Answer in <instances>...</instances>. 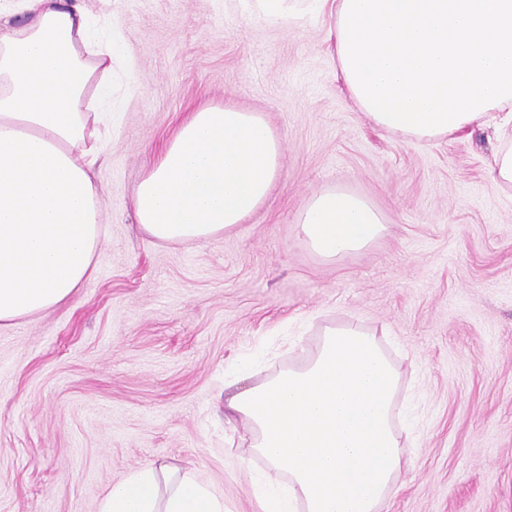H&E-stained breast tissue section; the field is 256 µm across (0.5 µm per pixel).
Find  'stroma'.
I'll return each instance as SVG.
<instances>
[{"label": "stroma", "instance_id": "obj_1", "mask_svg": "<svg viewBox=\"0 0 512 512\" xmlns=\"http://www.w3.org/2000/svg\"><path fill=\"white\" fill-rule=\"evenodd\" d=\"M132 79L100 104L105 241L68 302L0 334V512H98L129 472L162 461L255 512L224 423L244 364L294 362L328 322L361 321L401 372L417 441L384 512H512V188L496 142L377 129L346 94L316 0L268 21L258 0H86ZM263 113L285 136L267 200L204 243L157 242L133 196L187 115ZM364 198L386 230L325 259L295 232L313 192ZM490 173L497 182L512 187V138L502 136Z\"/></svg>", "mask_w": 512, "mask_h": 512}]
</instances>
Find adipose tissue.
Here are the masks:
<instances>
[{
  "instance_id": "ef3b65f1",
  "label": "adipose tissue",
  "mask_w": 512,
  "mask_h": 512,
  "mask_svg": "<svg viewBox=\"0 0 512 512\" xmlns=\"http://www.w3.org/2000/svg\"><path fill=\"white\" fill-rule=\"evenodd\" d=\"M350 99L380 130L430 142L512 124V0H321ZM27 22L15 26V12ZM112 44L81 0L0 6V332L71 298L103 244L91 88L112 81ZM284 137L231 105L191 113L142 176L137 221L163 243L232 231L265 201ZM380 215L341 190L312 194L296 224L327 259L380 237ZM400 373L351 319L322 327L302 364L224 401L250 434L240 469L258 512H382L401 469ZM99 512H224L215 491L164 464L114 484Z\"/></svg>"
}]
</instances>
